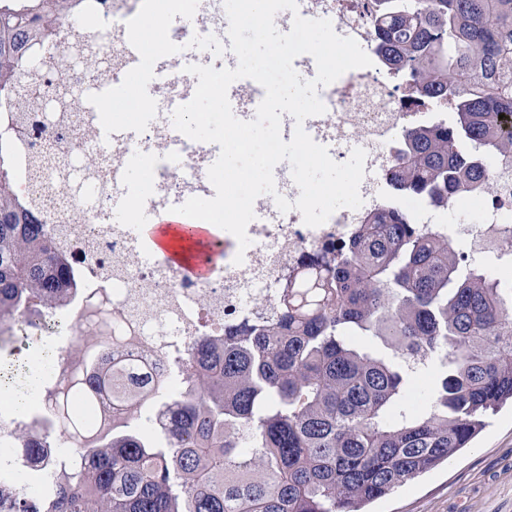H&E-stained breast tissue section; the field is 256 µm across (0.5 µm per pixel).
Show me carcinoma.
Segmentation results:
<instances>
[{
	"mask_svg": "<svg viewBox=\"0 0 512 512\" xmlns=\"http://www.w3.org/2000/svg\"><path fill=\"white\" fill-rule=\"evenodd\" d=\"M375 52L425 107L454 120L406 127L392 190L427 206L493 189L491 164L512 167V0H376ZM82 0H0V113L47 126L93 98L44 73L112 60L85 50L70 25ZM57 39L38 66L31 44ZM0 135V349L36 343L30 311L78 287L40 202L12 172ZM97 159L73 164L89 179ZM434 374L419 408L411 374ZM180 381L112 337L93 365L94 396L112 405V434L90 450V478L64 479L31 502L0 490V512H366L448 461L512 402V279L467 263L452 238L400 205L367 211L348 237L282 277L268 307L192 340ZM171 406L162 427L152 413Z\"/></svg>",
	"mask_w": 512,
	"mask_h": 512,
	"instance_id": "carcinoma-1",
	"label": "carcinoma"
}]
</instances>
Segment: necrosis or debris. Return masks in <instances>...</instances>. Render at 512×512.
Listing matches in <instances>:
<instances>
[{
    "label": "necrosis or debris",
    "instance_id": "4bbe7bcc",
    "mask_svg": "<svg viewBox=\"0 0 512 512\" xmlns=\"http://www.w3.org/2000/svg\"><path fill=\"white\" fill-rule=\"evenodd\" d=\"M209 2L208 13L172 34L173 45H180L186 35L202 54L220 44L228 19L222 0ZM298 2L302 17L329 19L362 48L372 49V0ZM186 63V55L177 53L164 65L142 71L140 79L151 109L143 113L133 133L101 121L98 112L80 110L57 116L60 125L72 130L65 144L44 138L32 145L24 137L15 144V175L21 186H28L31 178L28 157L32 150L49 153L53 161L54 184L45 194V205L70 223L66 256L81 282L67 306L36 313L34 320L48 327L66 319L75 323L96 320L100 326L98 336L81 345L56 347L49 368L53 383L40 389L34 409L22 418L8 412L0 416L2 489L36 499L47 496L63 472L86 466L85 448L111 427V408L86 400L82 389L88 365L112 341V325L102 321V313L122 307L155 322V329L139 337L138 345L162 365L194 337L222 334L225 320L254 311L257 298L271 299L288 269L337 242L360 223L364 211L384 205L395 140L409 123L430 118L392 85L384 67L345 73L338 88L325 93V113L306 119L304 128L315 142L328 148L335 161H346L353 149L365 150V177L359 187L362 208L336 211L321 226L310 227L299 211L280 212L274 199H267L259 205L264 223L253 222L247 228L251 244L243 263L233 262L239 251L235 237L216 233L212 242L223 245V263L212 264L208 277L192 280L161 260L147 258L141 225L118 223L113 213L118 197L137 200L143 211L164 213L189 198L212 193L207 172L220 152L219 145L191 140L172 124L182 89L198 82L196 76L185 73ZM88 144L95 146L100 158L98 175L70 187L66 181L70 157ZM121 166L150 169L148 186L117 181L115 173ZM490 176L497 193L482 197V223L454 227L455 237L475 241L504 231L508 208L503 197L512 193V179L505 178L497 166Z\"/></svg>",
    "mask_w": 512,
    "mask_h": 512
}]
</instances>
